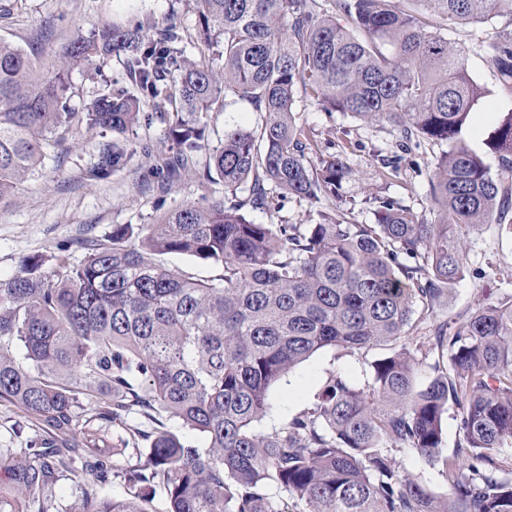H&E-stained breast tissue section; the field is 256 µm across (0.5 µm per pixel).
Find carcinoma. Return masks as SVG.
Segmentation results:
<instances>
[{
    "label": "carcinoma",
    "mask_w": 512,
    "mask_h": 512,
    "mask_svg": "<svg viewBox=\"0 0 512 512\" xmlns=\"http://www.w3.org/2000/svg\"><path fill=\"white\" fill-rule=\"evenodd\" d=\"M193 2L195 41L216 49L215 65L188 56L172 21L147 37L136 24L98 26L51 73L0 41V209L42 167L52 134L83 125L106 138L88 178L154 154L160 195L185 174L201 188L146 224L76 242V265L59 255L45 274L24 259L0 282V402L41 430L24 448H0V512H153L158 496L168 512H512V295L434 326L435 375L424 384L402 344L465 277V237L496 224L512 238V112L486 141L494 176L461 138L487 90L426 15L497 20L478 48L512 93V0ZM113 56L128 81L70 111V70ZM237 101L256 125L227 126L211 144L207 114ZM304 101L396 134V151L377 155L383 183L405 156L439 148L435 220L382 195L368 199L372 223L337 219L353 169L297 122ZM156 119L166 125L157 152L139 136ZM288 197L318 221L249 218ZM169 254L214 274L169 266ZM336 346L387 350L368 390L334 376L314 409L260 433L271 387ZM450 404L466 442L451 455ZM113 427L124 431L117 443ZM397 445L439 468L446 496L399 471L388 453ZM117 478L129 497L112 498ZM62 480L70 507L53 500Z\"/></svg>",
    "instance_id": "1"
}]
</instances>
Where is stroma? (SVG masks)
I'll return each mask as SVG.
<instances>
[{
	"mask_svg": "<svg viewBox=\"0 0 512 512\" xmlns=\"http://www.w3.org/2000/svg\"><path fill=\"white\" fill-rule=\"evenodd\" d=\"M170 18L194 28L193 0H0V40L26 51L44 72L58 65L63 51L78 35L88 34L94 27L136 23L148 33ZM432 24L450 43L467 49L468 72L488 92L472 114L481 135L466 129L462 136L471 149L485 154L490 167H497L498 159L488 153L484 136L504 113L512 111V97L500 92L495 72L481 53L471 49L476 40L493 37L495 25L482 21L448 25L437 17ZM125 80L123 64L116 57L100 68L86 64L73 70L69 77L71 110L84 111L97 93ZM296 118L314 128L321 139L335 141L337 151L348 158L354 176L343 186L346 195L360 199L381 192L412 207L416 214L432 218L427 199L431 147H423L413 162L404 163L397 178L383 184L377 178L374 154L394 152L395 134L338 112H322L312 104H299ZM100 140L96 130L65 133L45 158L40 174L20 187L10 207L0 210V280L12 277L21 259L34 256L42 259L44 271H53V257L62 243L72 245L70 261H80L84 254L75 248V241L107 238L116 224L147 223L157 201L172 209L197 199V181L191 175L175 183L166 197H159L154 188L155 161L142 155L135 157L127 170L107 179L86 178L85 167ZM467 249L469 273L449 290L444 302L429 315V322L462 320L477 300L494 303L512 294V240L501 237L497 226L491 225L472 235ZM382 354L379 348L355 353L337 347L318 351L272 388L270 409L258 431L273 433L312 408L331 376L365 387L371 363ZM389 453L401 471L411 474L430 493H447L445 477L417 453L399 447L390 448Z\"/></svg>",
	"mask_w": 512,
	"mask_h": 512,
	"instance_id": "1",
	"label": "stroma"
}]
</instances>
